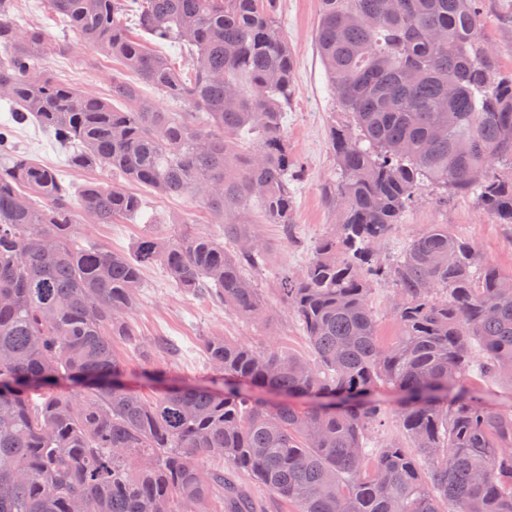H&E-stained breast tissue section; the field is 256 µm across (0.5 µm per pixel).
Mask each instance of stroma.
<instances>
[{
    "instance_id": "35a3bbf8",
    "label": "stroma",
    "mask_w": 512,
    "mask_h": 512,
    "mask_svg": "<svg viewBox=\"0 0 512 512\" xmlns=\"http://www.w3.org/2000/svg\"><path fill=\"white\" fill-rule=\"evenodd\" d=\"M319 9V0H277L275 5L276 18L288 35L295 59V95L285 115L288 149L304 175L294 186L296 242L286 241L278 225L262 220L255 226L267 248L266 262L257 269L255 280L268 301L269 319L265 322L240 319L207 297L175 288L162 266H148L139 291L138 308L130 320L135 339L114 344L117 357L126 365L127 383L142 395H154L155 390L144 385L141 378L142 362L134 348L138 340L164 338L177 345L176 354H159L154 358L155 364L165 370L168 382L177 385H205L217 378L218 373L209 365L202 346L207 336L245 340L257 348L272 344L308 360L313 357L292 314L280 304L277 288L284 273L299 271L306 265L313 243L331 233L338 222L337 212L325 199V188L336 177L329 130L333 125L347 123L349 117L338 112L336 94L317 54L315 30ZM482 9L485 34L499 67L503 73L511 74L512 0H483ZM16 20L22 25L38 24L44 31L49 48L43 56V65L54 79L105 100L110 97L113 78L133 80V73L96 48L89 45L73 48V32L48 9L46 0H18ZM15 144L41 163L60 170L66 185L78 188L89 182L108 184L113 180L111 173L100 169L69 168L65 155L34 124L17 128ZM132 190L143 201V209L137 216L111 224H85L83 235L116 253L130 252L142 235L168 239L186 228L223 238V225L217 224L202 204L186 197H161L138 184ZM429 224L448 225L454 234L478 245L483 261L502 271H512V224L498 222L471 196L454 198L441 208L428 201L414 204L392 234L379 244L380 253L390 258L397 256ZM462 384L479 393L486 405L512 413V383L480 375L474 369L463 378Z\"/></svg>"
}]
</instances>
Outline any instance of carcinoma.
<instances>
[{
    "instance_id": "carcinoma-1",
    "label": "carcinoma",
    "mask_w": 512,
    "mask_h": 512,
    "mask_svg": "<svg viewBox=\"0 0 512 512\" xmlns=\"http://www.w3.org/2000/svg\"><path fill=\"white\" fill-rule=\"evenodd\" d=\"M482 0H321L315 44L340 111L331 127L337 234L286 276L279 301L315 362L271 344L209 336L224 375L167 386L152 399L123 381L112 349L132 336L143 270L160 263L175 287L247 321L267 306L250 275L265 249L250 206L295 238L284 116L295 61L274 0H47L78 44L120 59L158 95L112 82L124 111L50 77L38 25L0 0V512H258L235 478L263 484L296 512H512V414L459 387L473 364L512 383V273L473 242L430 224L382 260L424 187L445 203L475 195L512 224V76L498 70ZM192 59L186 80L123 21ZM36 123L76 169L99 168L161 195L188 196L224 225V241L144 235L132 252L78 239L81 218L110 224L142 199L121 184L73 194L58 172L18 150L15 126ZM392 284L398 336L383 344L369 303ZM143 377L162 339L139 343ZM379 386L401 395L407 445L370 447ZM295 398L313 401L303 408ZM221 457L232 474L207 470Z\"/></svg>"
}]
</instances>
